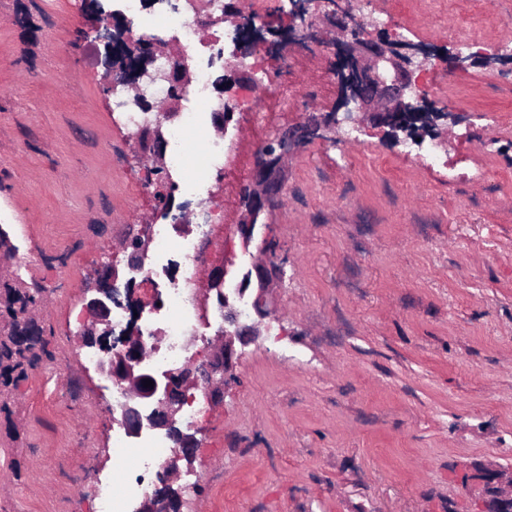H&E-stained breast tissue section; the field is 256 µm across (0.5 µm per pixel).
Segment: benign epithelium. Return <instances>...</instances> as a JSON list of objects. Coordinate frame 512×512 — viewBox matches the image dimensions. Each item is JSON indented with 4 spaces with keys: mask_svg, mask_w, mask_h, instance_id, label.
<instances>
[{
    "mask_svg": "<svg viewBox=\"0 0 512 512\" xmlns=\"http://www.w3.org/2000/svg\"><path fill=\"white\" fill-rule=\"evenodd\" d=\"M292 13L301 19L302 25L257 27L250 17L242 19L240 25L249 34L250 46L264 44L271 53H278L285 44L331 51L340 93L330 111L313 114L296 127L279 130L264 148L257 150L254 177L243 203L241 219L231 228L246 247L254 240L255 214L269 209L281 196L288 176L286 160L298 151L304 140L348 137L349 127L355 124L356 111L366 114L371 124L386 129L387 135L396 138L402 132L414 143L417 136L412 134L413 126L423 127V132L432 133L435 140L438 122L456 119L453 112H439L423 102L415 105L410 101L414 72L427 66L434 57L424 46L381 36L365 37L350 7L340 0H295ZM90 26L96 39L104 42L106 49H111L112 23L104 22L101 16H93ZM441 63L456 71L475 66L492 68L504 63V59L488 57L478 51L468 55L451 53L441 59ZM190 81L192 73L187 67L176 70L154 65L133 78L139 94L134 105L142 107L144 83L154 88L182 86ZM283 265L281 260L274 265L252 264L247 277L237 282L241 299L250 289H256L251 310L243 314L234 305L224 303V329L218 331L219 345L215 352L202 363L192 359L159 376L147 373L144 368L146 343L137 330L127 331L115 340L98 335L100 327H112V289L102 285L104 273H99L90 286L91 296L86 303L92 324L85 342L105 353L99 369L125 394L120 424L132 434L138 433L145 424L154 430L169 429L178 420L183 395L189 387L202 386L207 393L206 402H219L222 385L232 377L242 356L241 348L255 341V319L266 316L271 291L281 284ZM147 380L153 381V386H145ZM471 480L478 490L476 512H512V466L477 464Z\"/></svg>",
    "mask_w": 512,
    "mask_h": 512,
    "instance_id": "obj_1",
    "label": "benign epithelium"
}]
</instances>
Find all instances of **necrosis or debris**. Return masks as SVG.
<instances>
[{
	"label": "necrosis or debris",
	"instance_id": "obj_1",
	"mask_svg": "<svg viewBox=\"0 0 512 512\" xmlns=\"http://www.w3.org/2000/svg\"><path fill=\"white\" fill-rule=\"evenodd\" d=\"M118 12L125 15L129 32L137 38L159 37L177 32L185 46L184 63H193L200 55L214 62L237 58L240 35L234 31H215L210 40L200 42L199 26L191 0H155L157 11L150 20L137 13V0H114ZM202 168L194 175L196 183L207 181L211 170L224 171L228 193H236L248 179L247 162L241 156L235 139L213 141L204 149ZM224 223V211L207 209L201 224L181 230L176 224H157L152 230V252L148 266L134 271L136 281L133 302H126L124 283H116L119 299L112 307V330L122 334L128 326H135L144 337L147 355L146 370L159 374L185 362L188 358L185 339L198 335L207 318L223 321V309H214L204 316L196 299L195 285L200 272L215 262L224 251V239L217 229ZM163 335L166 343L156 346V335ZM137 452L136 463L123 470L118 479H102L92 496L94 512H129L133 501L154 488L164 464L172 455L170 440L151 428H143L133 435L121 425L112 427V455L125 460L130 452Z\"/></svg>",
	"mask_w": 512,
	"mask_h": 512
}]
</instances>
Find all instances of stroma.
Instances as JSON below:
<instances>
[{
	"mask_svg": "<svg viewBox=\"0 0 512 512\" xmlns=\"http://www.w3.org/2000/svg\"><path fill=\"white\" fill-rule=\"evenodd\" d=\"M91 0H0V227L16 256L0 277L41 287L34 314L45 356L0 418V512H89L64 468L112 456V384L85 364V305L95 274L124 260L130 231L159 219L126 170L152 163L104 91V50L77 40ZM387 12L370 37L455 49L480 33L512 55V0H370ZM291 81L331 80V56L289 49ZM207 68L214 102L235 104L212 139L254 157L242 120L258 98ZM490 70L450 73L423 94L453 109L441 155L466 152L493 186L419 165L365 125L366 142L314 141L286 166L265 222L286 276L220 403L190 431L200 478L182 512H475L473 464H512V97ZM337 90L302 108L265 106L271 130L329 111ZM17 433L9 435L7 424Z\"/></svg>",
	"mask_w": 512,
	"mask_h": 512,
	"instance_id": "35a3bbf8",
	"label": "stroma"
}]
</instances>
